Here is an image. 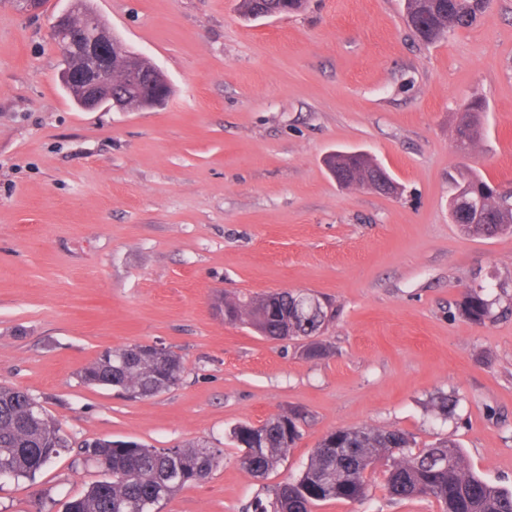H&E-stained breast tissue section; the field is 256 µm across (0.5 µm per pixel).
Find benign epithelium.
<instances>
[{
	"mask_svg": "<svg viewBox=\"0 0 512 512\" xmlns=\"http://www.w3.org/2000/svg\"><path fill=\"white\" fill-rule=\"evenodd\" d=\"M53 37L60 45L63 59L77 60L76 66L62 69L61 80L75 88L82 108H122L112 95V74L120 72L128 91L156 106L166 101L162 89L146 84L121 41L96 14L85 8V0H69L68 8L55 19Z\"/></svg>",
	"mask_w": 512,
	"mask_h": 512,
	"instance_id": "benign-epithelium-1",
	"label": "benign epithelium"
}]
</instances>
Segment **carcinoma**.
Segmentation results:
<instances>
[{
    "label": "carcinoma",
    "mask_w": 512,
    "mask_h": 512,
    "mask_svg": "<svg viewBox=\"0 0 512 512\" xmlns=\"http://www.w3.org/2000/svg\"><path fill=\"white\" fill-rule=\"evenodd\" d=\"M306 0H239L245 17L258 6L280 15L303 8ZM491 0H405L406 19L423 42L434 43L448 33L468 28ZM484 105L470 101L461 109L454 129V143L472 148L484 135L480 121ZM327 166L336 175L364 186L376 176L375 163L364 154L338 152L328 157ZM461 199L451 202L453 223L476 237L512 234V210L501 209L492 191L494 185L472 173L455 184ZM494 302L482 291L470 290L459 305L460 314L475 324L492 317ZM227 316L256 329L269 340L299 341L309 360L321 359L327 347L314 339L332 317L328 303L314 305L306 293L287 292L273 302L251 309L234 298H224ZM288 336H283V329ZM184 371L181 358L171 352L155 357L134 345L112 351V358L98 356L80 372L88 385L120 388L135 397L157 395L176 385ZM33 396L22 390L0 386V467L13 477L32 478L60 456L59 424L47 413H30ZM455 406L452 396L439 393L429 400V410L448 417ZM304 410L292 407L268 418L254 431L241 424L231 431L240 447L239 466L255 479L264 480L275 471L302 433L299 421ZM85 457L112 470V488L93 484L82 496L68 500L63 512H152L188 483L208 476L224 461L220 450L206 445L125 448L121 443L95 441L83 447ZM387 466L389 496L398 501L432 498L442 512H512V491H506L475 475L459 446L440 440L414 452L408 435L399 430L373 427L340 428L323 437L313 449L300 475L280 483L261 486L245 506V512H268L271 499L277 512H312L331 500L356 501L367 490V473Z\"/></svg>",
    "instance_id": "1"
}]
</instances>
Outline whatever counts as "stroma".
Instances as JSON below:
<instances>
[{
  "label": "stroma",
  "instance_id": "stroma-1",
  "mask_svg": "<svg viewBox=\"0 0 512 512\" xmlns=\"http://www.w3.org/2000/svg\"><path fill=\"white\" fill-rule=\"evenodd\" d=\"M238 0H91L125 47L167 77L162 106L75 105L51 35L67 0L38 14L0 0V385L27 391L73 442L204 444L224 462L155 512H242L261 484L230 437L303 407L277 470L297 477L344 427L455 439L475 473L512 489V235L453 224L452 178L512 182V0L427 44L403 0H308L247 20ZM483 99V138L453 142L463 103ZM362 151L400 189L343 187L324 164ZM483 287L493 316L459 315ZM308 292L336 314L305 359L213 314L218 295ZM179 355L181 381L148 398L83 384L103 351ZM456 395L448 419L427 403ZM78 451L32 478L0 480V512H62L100 480ZM383 469L359 501L314 512H441L390 500Z\"/></svg>",
  "mask_w": 512,
  "mask_h": 512
}]
</instances>
